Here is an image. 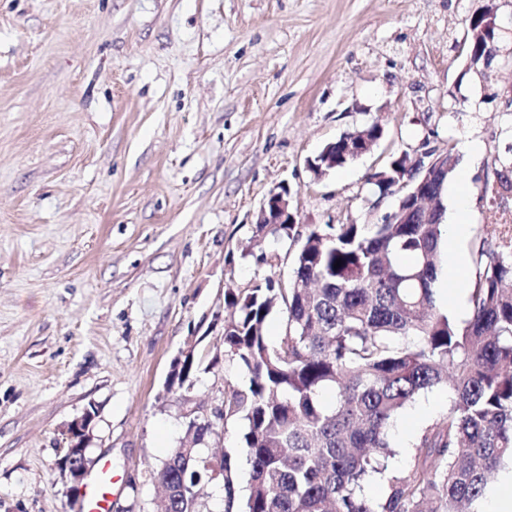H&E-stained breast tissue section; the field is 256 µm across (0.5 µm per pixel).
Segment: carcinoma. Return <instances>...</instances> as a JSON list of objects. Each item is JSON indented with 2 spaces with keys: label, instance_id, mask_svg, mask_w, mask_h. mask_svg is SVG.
Masks as SVG:
<instances>
[{
  "label": "carcinoma",
  "instance_id": "1",
  "mask_svg": "<svg viewBox=\"0 0 512 512\" xmlns=\"http://www.w3.org/2000/svg\"><path fill=\"white\" fill-rule=\"evenodd\" d=\"M433 184L427 216L397 205L392 223L258 224L293 250L288 287L271 275L224 289V357L247 377L224 381L223 423L241 425L251 464L247 498L235 486L237 458L222 471L202 445L218 427L206 417L187 457L156 470L172 489L168 512H197L204 488L223 483L224 512H469L491 478L512 461V236L488 232L473 251L469 317L437 307V258L444 231L442 191L457 167ZM409 154L368 177L378 197L406 180ZM340 267H334L336 261ZM286 326L267 341L270 315ZM446 386L448 412L421 431L403 471L387 472L389 429L421 393ZM385 474L372 501L364 485Z\"/></svg>",
  "mask_w": 512,
  "mask_h": 512
}]
</instances>
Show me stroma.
I'll return each instance as SVG.
<instances>
[{
  "label": "stroma",
  "instance_id": "1",
  "mask_svg": "<svg viewBox=\"0 0 512 512\" xmlns=\"http://www.w3.org/2000/svg\"><path fill=\"white\" fill-rule=\"evenodd\" d=\"M497 9L498 54L469 63V24ZM373 150L315 177L307 162L370 122ZM449 186L475 207L472 253L512 194V0H0V512H73L61 430L96 406L110 512H158L153 474L185 434L164 389L187 345L209 363L203 412L242 375L224 361V288L288 277L257 213L288 186L299 227L374 224L397 204L367 178L400 152L465 137ZM441 386L391 429L388 465L447 412ZM219 426L207 452L236 454Z\"/></svg>",
  "mask_w": 512,
  "mask_h": 512
}]
</instances>
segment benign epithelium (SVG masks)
I'll list each match as a JSON object with an SVG mask.
<instances>
[{"instance_id":"benign-epithelium-1","label":"benign epithelium","mask_w":512,"mask_h":512,"mask_svg":"<svg viewBox=\"0 0 512 512\" xmlns=\"http://www.w3.org/2000/svg\"><path fill=\"white\" fill-rule=\"evenodd\" d=\"M308 168L315 176L321 177L328 171L336 168V144L331 143L317 156L316 159L308 160ZM447 169L448 165L443 159L430 157L426 151L419 156L413 157L411 176L408 180L401 182L400 187L410 183H416V187L410 193L413 205H418L420 197L431 191L433 173L437 169ZM256 223L258 224H294L295 215L290 209L288 190H272L261 206ZM198 363L195 356V346L190 345L181 350L170 363V369L165 382L166 390L175 387L185 389L190 380V372ZM97 414L91 409L84 410L81 416L74 418L62 430L65 444V453L58 462L61 475L71 483L73 492L72 505L75 510H80V489L83 480L88 472V449L94 441V420Z\"/></svg>"}]
</instances>
